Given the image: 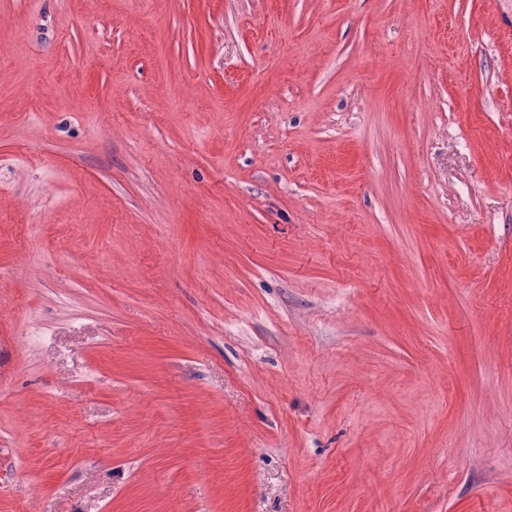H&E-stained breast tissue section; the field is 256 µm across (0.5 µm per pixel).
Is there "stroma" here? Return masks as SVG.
<instances>
[{"instance_id": "stroma-1", "label": "stroma", "mask_w": 512, "mask_h": 512, "mask_svg": "<svg viewBox=\"0 0 512 512\" xmlns=\"http://www.w3.org/2000/svg\"><path fill=\"white\" fill-rule=\"evenodd\" d=\"M0 512H512V0H0Z\"/></svg>"}]
</instances>
